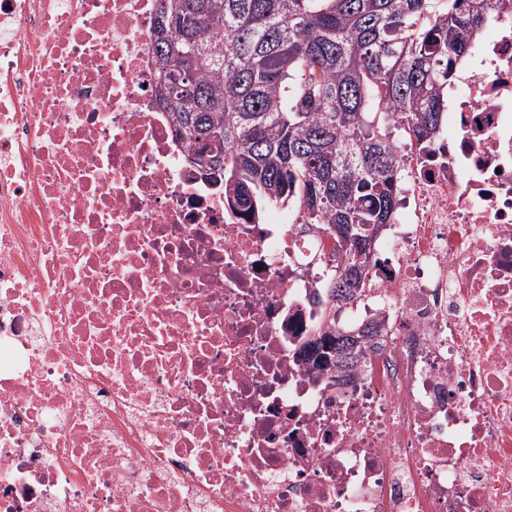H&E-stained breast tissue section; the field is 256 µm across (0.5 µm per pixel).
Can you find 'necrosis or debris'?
<instances>
[{
	"label": "necrosis or debris",
	"instance_id": "4bbe7bcc",
	"mask_svg": "<svg viewBox=\"0 0 512 512\" xmlns=\"http://www.w3.org/2000/svg\"><path fill=\"white\" fill-rule=\"evenodd\" d=\"M340 329L302 213L235 214L158 103L156 0H0V512H512V0ZM324 320L325 323L329 322V324L326 325V328L323 330L322 334H320V345L317 342V338H313L308 345H307V351L306 356L308 360H312L313 364L318 367L320 370H326L334 368L336 369V361L330 362L329 357L332 358V355L325 351L327 349H330L328 346L333 345L336 346L337 344L340 345V347H346L351 345V338L354 336V334H343L336 331V312L335 310L329 309L326 310L324 314ZM322 336V337H321ZM316 343H318V347L316 349ZM323 350L320 353H318L319 350Z\"/></svg>",
	"mask_w": 512,
	"mask_h": 512
}]
</instances>
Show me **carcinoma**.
<instances>
[{
    "label": "carcinoma",
    "instance_id": "1",
    "mask_svg": "<svg viewBox=\"0 0 512 512\" xmlns=\"http://www.w3.org/2000/svg\"><path fill=\"white\" fill-rule=\"evenodd\" d=\"M493 11V0H159V104L230 208L295 203L324 231L352 225L330 289L352 296L397 210L392 130L431 137L448 110L440 90ZM324 320L306 351L321 370L336 367L328 346L352 338L334 310Z\"/></svg>",
    "mask_w": 512,
    "mask_h": 512
}]
</instances>
